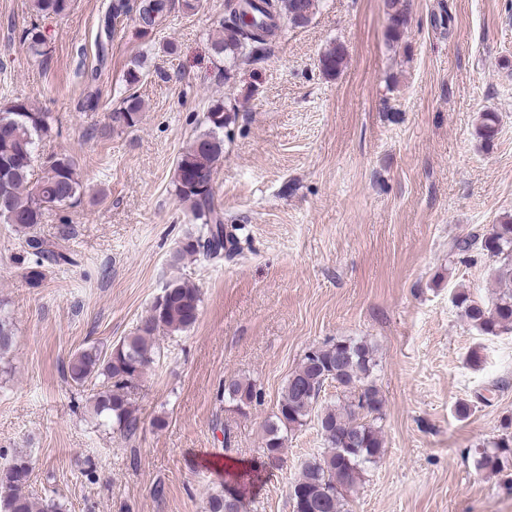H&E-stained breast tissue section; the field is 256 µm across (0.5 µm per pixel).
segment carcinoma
Returning a JSON list of instances; mask_svg holds the SVG:
<instances>
[{
    "label": "carcinoma",
    "instance_id": "carcinoma-1",
    "mask_svg": "<svg viewBox=\"0 0 512 512\" xmlns=\"http://www.w3.org/2000/svg\"><path fill=\"white\" fill-rule=\"evenodd\" d=\"M72 0H31L36 22L22 31L21 41L35 57L48 54L49 37L42 22L62 19ZM319 0H224L222 35L212 44L218 55L230 61L255 58L276 36L285 20L293 27L308 25L317 13ZM193 13L201 0H111L99 19L100 33L111 38L117 21L135 12V21L146 30L157 29L175 7ZM389 41L401 40L406 25L402 0H389ZM345 49L340 44L326 48L319 67L327 76L338 74L344 65ZM143 78L142 63L135 58L124 73L125 91L119 111L126 113L121 126L137 127L145 112V100L137 86ZM237 113L218 101L204 115L206 129L198 134L177 157L174 169L176 196L189 204L195 220L203 224L199 235L190 234L172 256L178 264L186 258L232 257L238 249L237 227L224 224V210L216 198L214 172L224 155V129L235 123ZM60 121L51 112H41L25 101H12L0 108V223L23 234L30 265L25 277L36 287L44 277L45 265L62 267L76 264L75 254L62 245L72 234L63 224L49 239L38 232L46 211L80 201L83 182L74 158L65 153L39 156L37 142L59 134ZM500 120L495 112L481 115L480 138L493 142ZM462 253L478 251L496 258L497 279L506 284L488 303L476 300L465 289L455 292L456 307L475 329L485 336L512 332V216L494 224L482 236L458 241ZM201 291L195 284L173 279L156 297L137 332L108 349L88 344L75 351L65 365L66 377L76 386L102 382L91 394L93 414L112 429L132 436L139 428V417L129 401L128 389L151 368L157 355L155 336L185 332L201 312ZM15 341L9 316L0 312V358ZM376 366L375 350L365 341L336 338L310 348L289 375L276 411L265 423L264 457L271 463L281 460L288 433L303 426L328 383L336 384V402L317 415L324 451L304 463L290 488L293 512H343L345 499L367 463L380 459L384 440L379 421L383 401L372 380ZM220 394L224 401L242 411L261 403L262 391L249 379L227 377ZM476 469L501 476L512 484V417L500 422L493 440L474 449ZM31 476L28 456L19 452L6 467L0 468V512H65L52 497L35 498L26 488ZM257 475L252 471L236 474L224 482V489L211 495L207 512H243L248 488Z\"/></svg>",
    "mask_w": 512,
    "mask_h": 512
}]
</instances>
